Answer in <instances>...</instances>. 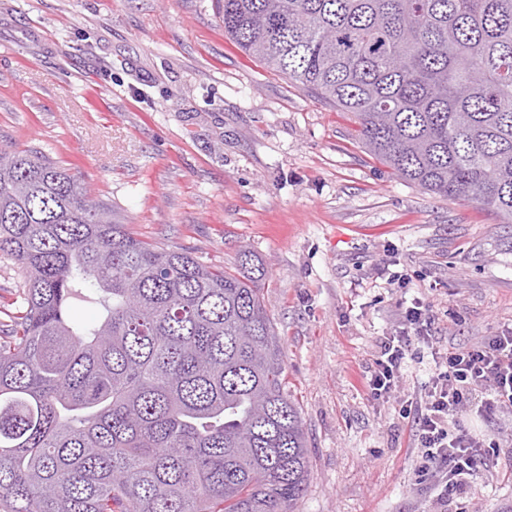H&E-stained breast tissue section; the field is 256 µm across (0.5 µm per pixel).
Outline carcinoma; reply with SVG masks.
<instances>
[{
    "label": "carcinoma",
    "instance_id": "1",
    "mask_svg": "<svg viewBox=\"0 0 512 512\" xmlns=\"http://www.w3.org/2000/svg\"><path fill=\"white\" fill-rule=\"evenodd\" d=\"M246 54L353 113L405 181L512 224V0H216ZM0 512H294L311 461L249 250L233 271L112 222L0 148ZM100 306L69 319L71 300ZM23 281L22 269L13 261L0 257V308L2 311L15 306Z\"/></svg>",
    "mask_w": 512,
    "mask_h": 512
}]
</instances>
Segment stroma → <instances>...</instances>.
<instances>
[{
  "instance_id": "1",
  "label": "stroma",
  "mask_w": 512,
  "mask_h": 512,
  "mask_svg": "<svg viewBox=\"0 0 512 512\" xmlns=\"http://www.w3.org/2000/svg\"><path fill=\"white\" fill-rule=\"evenodd\" d=\"M0 145L79 174L135 238L234 269L249 248L311 475L294 512H438L413 418L363 377L412 299L433 349L512 326V224L402 180L351 113L245 54L213 0H0ZM447 512H512V412Z\"/></svg>"
}]
</instances>
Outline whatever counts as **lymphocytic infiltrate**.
<instances>
[{
    "label": "lymphocytic infiltrate",
    "instance_id": "lymphocytic-infiltrate-1",
    "mask_svg": "<svg viewBox=\"0 0 512 512\" xmlns=\"http://www.w3.org/2000/svg\"><path fill=\"white\" fill-rule=\"evenodd\" d=\"M427 307H408L401 326L382 337L366 382L375 400L391 398L412 345L429 344ZM430 385L417 400L404 401V414L413 415L421 452L420 471L433 477L440 503L470 489L490 454L483 438L464 424L469 412L512 411V328L479 343L436 356Z\"/></svg>",
    "mask_w": 512,
    "mask_h": 512
}]
</instances>
